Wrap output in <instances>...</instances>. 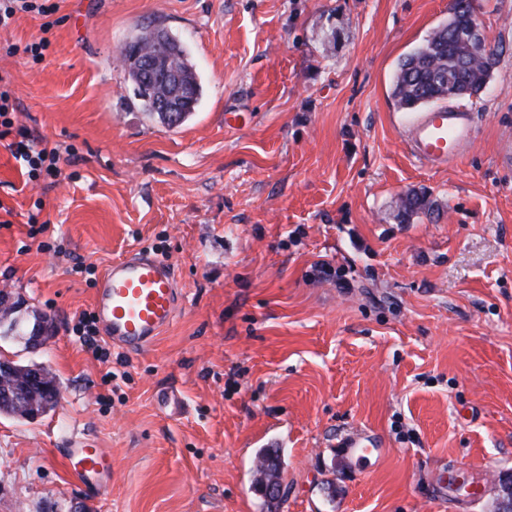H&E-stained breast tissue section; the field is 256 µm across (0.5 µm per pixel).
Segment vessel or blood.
<instances>
[{
  "label": "vessel or blood",
  "instance_id": "b4317fda",
  "mask_svg": "<svg viewBox=\"0 0 512 512\" xmlns=\"http://www.w3.org/2000/svg\"><path fill=\"white\" fill-rule=\"evenodd\" d=\"M474 117L462 107L415 112L406 144L421 162L443 166L460 157L474 139ZM181 301L171 266L147 251L113 262L101 276L93 298L94 313L113 346L137 353L151 345L174 320ZM61 457L69 474L101 494L112 476V457L104 449L72 441Z\"/></svg>",
  "mask_w": 512,
  "mask_h": 512
}]
</instances>
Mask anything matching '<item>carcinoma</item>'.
Returning <instances> with one entry per match:
<instances>
[{
	"instance_id": "carcinoma-1",
	"label": "carcinoma",
	"mask_w": 512,
	"mask_h": 512,
	"mask_svg": "<svg viewBox=\"0 0 512 512\" xmlns=\"http://www.w3.org/2000/svg\"><path fill=\"white\" fill-rule=\"evenodd\" d=\"M454 14L448 27L438 28L426 44L409 55L398 69L393 97L398 106L412 110L430 101L447 96L453 98L471 97L478 94L490 72L488 63H497L499 50L488 47L477 55L459 38L467 30L477 13L474 0H452ZM164 42L158 43L144 33L134 41L139 50L145 53L161 52L166 57L170 71L185 72L193 82L198 77L183 45L169 34L163 35ZM429 207L426 196L410 194L403 200L402 211L412 215ZM26 366L18 365L12 374H0V390H22L26 384ZM57 403V395L35 393L23 408L0 406V413L28 419L33 412L43 414ZM281 462L277 452L262 454L256 470V484L259 492H264L270 484H280Z\"/></svg>"
}]
</instances>
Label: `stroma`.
<instances>
[{
    "mask_svg": "<svg viewBox=\"0 0 512 512\" xmlns=\"http://www.w3.org/2000/svg\"><path fill=\"white\" fill-rule=\"evenodd\" d=\"M50 2L0 27L15 122L61 152L58 180L30 183L0 144V292L24 330L0 335V360L42 365L59 397L0 414V512H491L512 471V0H476L502 53L462 102L472 143L438 168L409 152L392 86L450 0ZM153 24L201 86L176 127L119 63ZM410 191L432 207L405 219ZM141 250L183 303L152 346L98 362L72 327L104 268ZM74 436L112 456L101 496L66 470ZM355 436L368 458L347 454ZM57 396L58 391L56 394H32L29 397L26 406L19 409H16L14 407H2L0 402V413L17 416L24 419H31L30 417L34 411V406L36 407L35 409L38 413H40V415L46 413L48 410L52 409L56 405L58 401ZM280 469L281 462L277 450L273 452L266 451L262 454L260 465L256 470V484L259 492L264 494L265 488H268L271 483H274L280 487L270 490V492L278 496L281 494Z\"/></svg>",
    "mask_w": 512,
    "mask_h": 512,
    "instance_id": "35a3bbf8",
    "label": "stroma"
}]
</instances>
